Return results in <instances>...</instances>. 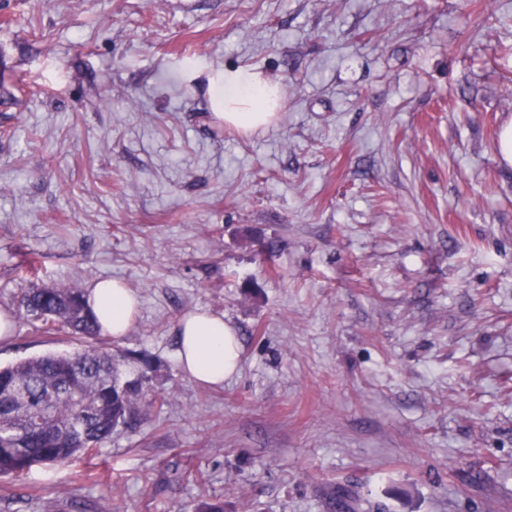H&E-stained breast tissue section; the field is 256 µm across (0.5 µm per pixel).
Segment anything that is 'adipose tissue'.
Returning a JSON list of instances; mask_svg holds the SVG:
<instances>
[{"mask_svg":"<svg viewBox=\"0 0 512 512\" xmlns=\"http://www.w3.org/2000/svg\"><path fill=\"white\" fill-rule=\"evenodd\" d=\"M214 119L242 132L273 124L278 114V80L253 67H227L206 75ZM87 303L97 316L102 335H126L137 315V299L118 279L98 281ZM176 357L184 376L208 385H223L234 374L239 341L223 315L190 312L178 322Z\"/></svg>","mask_w":512,"mask_h":512,"instance_id":"obj_1","label":"adipose tissue"}]
</instances>
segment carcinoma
Wrapping results in <instances>:
<instances>
[{
  "label": "carcinoma",
  "instance_id": "obj_1",
  "mask_svg": "<svg viewBox=\"0 0 512 512\" xmlns=\"http://www.w3.org/2000/svg\"><path fill=\"white\" fill-rule=\"evenodd\" d=\"M19 304L45 330L67 328L79 348L0 367V476L89 456L118 427L133 425L143 405L156 403L146 376H127L125 364L136 358L101 347L80 289L33 287Z\"/></svg>",
  "mask_w": 512,
  "mask_h": 512
}]
</instances>
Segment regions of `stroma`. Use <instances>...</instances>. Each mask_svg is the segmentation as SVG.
Segmentation results:
<instances>
[{
  "label": "stroma",
  "instance_id": "1",
  "mask_svg": "<svg viewBox=\"0 0 512 512\" xmlns=\"http://www.w3.org/2000/svg\"><path fill=\"white\" fill-rule=\"evenodd\" d=\"M227 65L276 124L213 121ZM511 121L512 0H0V366L75 346L22 290L118 279L158 402L0 512H512ZM212 117L244 133L276 122L278 80L253 67H224L205 74ZM176 357L184 376L197 384L222 386L234 374L239 341L223 315L189 312L178 322Z\"/></svg>",
  "mask_w": 512,
  "mask_h": 512
}]
</instances>
